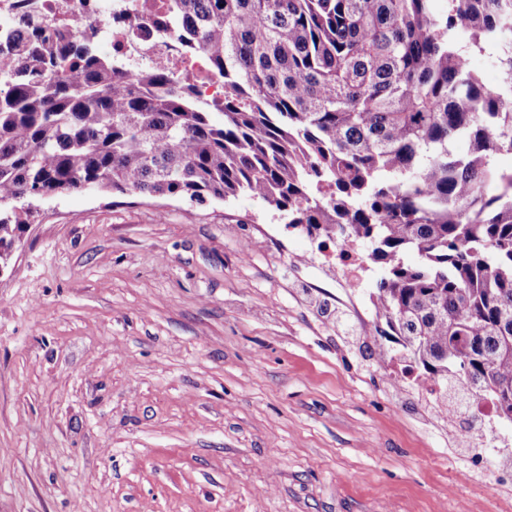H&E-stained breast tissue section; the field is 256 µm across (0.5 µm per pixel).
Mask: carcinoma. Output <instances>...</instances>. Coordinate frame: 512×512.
<instances>
[{"instance_id": "carcinoma-1", "label": "carcinoma", "mask_w": 512, "mask_h": 512, "mask_svg": "<svg viewBox=\"0 0 512 512\" xmlns=\"http://www.w3.org/2000/svg\"><path fill=\"white\" fill-rule=\"evenodd\" d=\"M434 2L168 0L153 23L224 78L202 104L194 75L119 67L90 17L51 34L18 0L0 19V258L29 198L249 195L370 244L373 335L399 337L439 399L459 386L512 420V169L495 164L512 153V0ZM488 49L494 89L469 66Z\"/></svg>"}]
</instances>
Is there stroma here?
Returning a JSON list of instances; mask_svg holds the SVG:
<instances>
[{
  "mask_svg": "<svg viewBox=\"0 0 512 512\" xmlns=\"http://www.w3.org/2000/svg\"><path fill=\"white\" fill-rule=\"evenodd\" d=\"M246 195L39 202L0 275V512H512V421L426 412Z\"/></svg>",
  "mask_w": 512,
  "mask_h": 512,
  "instance_id": "obj_1",
  "label": "stroma"
}]
</instances>
